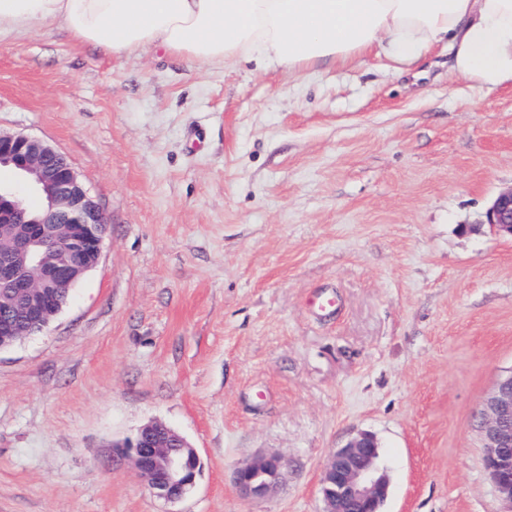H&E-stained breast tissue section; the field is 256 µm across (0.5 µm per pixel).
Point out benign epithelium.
Here are the masks:
<instances>
[{
	"instance_id": "7a95c632",
	"label": "benign epithelium",
	"mask_w": 512,
	"mask_h": 512,
	"mask_svg": "<svg viewBox=\"0 0 512 512\" xmlns=\"http://www.w3.org/2000/svg\"><path fill=\"white\" fill-rule=\"evenodd\" d=\"M11 169L19 185L0 182V350L47 329L70 293L102 255L107 222L68 158L45 141L0 131V170ZM486 224L512 238V187L485 212ZM478 431L486 448L484 466L502 502L512 512V371L484 399ZM151 493L175 502L196 484V449L165 423L142 425L131 440L114 443ZM288 476L285 461L265 454L235 470L238 492L260 499ZM324 512H380L389 480L379 465L376 439L362 434L336 450L320 479Z\"/></svg>"
}]
</instances>
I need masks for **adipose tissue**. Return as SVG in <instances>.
<instances>
[{
    "label": "adipose tissue",
    "mask_w": 512,
    "mask_h": 512,
    "mask_svg": "<svg viewBox=\"0 0 512 512\" xmlns=\"http://www.w3.org/2000/svg\"><path fill=\"white\" fill-rule=\"evenodd\" d=\"M51 25L116 55L153 46L216 66L255 57L297 75L377 47L408 69L444 40L459 76L512 83V0H0V36Z\"/></svg>",
    "instance_id": "obj_1"
}]
</instances>
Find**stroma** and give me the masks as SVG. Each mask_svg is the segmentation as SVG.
I'll return each mask as SVG.
<instances>
[{
  "label": "stroma",
  "mask_w": 512,
  "mask_h": 512,
  "mask_svg": "<svg viewBox=\"0 0 512 512\" xmlns=\"http://www.w3.org/2000/svg\"><path fill=\"white\" fill-rule=\"evenodd\" d=\"M0 130L63 153L108 222L55 321L0 352V512H323L363 433L381 512H501L476 415L512 370V239L485 223L511 84L460 78L442 43L300 77L37 27L0 38ZM153 419L201 460L175 503L114 456ZM263 453L288 480L243 498ZM288 476L285 461L278 455L265 454L241 463L235 470V486L244 497L260 499L282 485Z\"/></svg>",
  "instance_id": "35a3bbf8"
}]
</instances>
